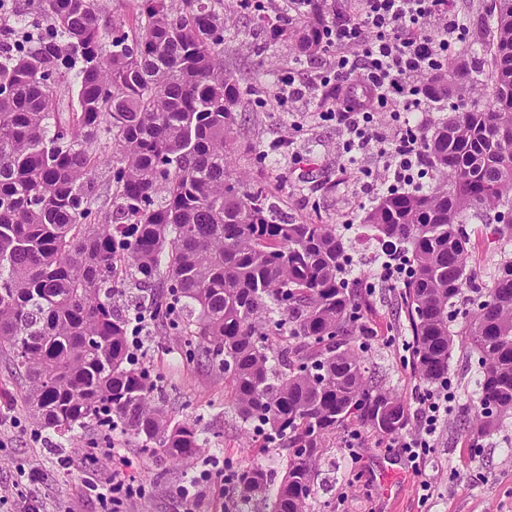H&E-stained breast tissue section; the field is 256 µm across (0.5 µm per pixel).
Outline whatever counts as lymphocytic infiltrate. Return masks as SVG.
Listing matches in <instances>:
<instances>
[{"label":"lymphocytic infiltrate","mask_w":512,"mask_h":512,"mask_svg":"<svg viewBox=\"0 0 512 512\" xmlns=\"http://www.w3.org/2000/svg\"><path fill=\"white\" fill-rule=\"evenodd\" d=\"M467 25L451 0H353L352 9L325 21L318 36L336 60V83L346 89L342 112L322 109L325 117L345 122L346 153H362L378 142L387 158V179L416 184L422 171L418 126L382 129L378 106L394 114L419 110L420 94L431 77L448 69V56L463 42ZM454 399L450 387L428 390L418 401L419 428L398 440L410 462L428 456L433 438Z\"/></svg>","instance_id":"lymphocytic-infiltrate-1"}]
</instances>
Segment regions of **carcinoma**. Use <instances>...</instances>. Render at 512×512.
Returning a JSON list of instances; mask_svg holds the SVG:
<instances>
[{
  "instance_id": "1",
  "label": "carcinoma",
  "mask_w": 512,
  "mask_h": 512,
  "mask_svg": "<svg viewBox=\"0 0 512 512\" xmlns=\"http://www.w3.org/2000/svg\"><path fill=\"white\" fill-rule=\"evenodd\" d=\"M320 2L304 26L263 17L270 40L316 51ZM134 9L125 31L99 0H37L30 30L26 4L0 0V353L33 419L64 440L99 421L152 454L193 459L207 439L155 402L150 370L130 356L134 302L149 327L195 338L239 419L290 449L278 483L258 466L234 474L244 500L308 512L326 439L350 420L395 435L408 407L368 374L335 225L280 218L265 186L234 172L230 134L251 89L224 70V0ZM488 26L486 57L450 75L475 82L489 69L490 104L457 105L424 134L434 184L383 192L363 217L408 255L400 294L419 378H447L456 336L479 354L475 441L512 413V0ZM472 218L501 259L466 300ZM301 445L305 458L292 452Z\"/></svg>"
}]
</instances>
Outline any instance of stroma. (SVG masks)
<instances>
[{
  "label": "stroma",
  "instance_id": "35a3bbf8",
  "mask_svg": "<svg viewBox=\"0 0 512 512\" xmlns=\"http://www.w3.org/2000/svg\"><path fill=\"white\" fill-rule=\"evenodd\" d=\"M236 4L224 0L225 68L244 85L260 69L271 82L290 72L308 91L281 107L266 104L260 93L241 103L230 137L234 166L266 186L283 219L332 224L343 237L351 274L359 279L362 323L368 330L366 365L405 400L411 414L404 432L412 434L419 424L418 399L428 386L404 357L403 345L411 335L399 290L376 276L380 261L372 250L379 236L361 222L375 197L361 193L360 187L382 172L385 159L373 142L357 161L347 162L342 156L346 126L319 119L320 105L343 108L342 92L320 84L332 72L331 56L303 55L265 43L256 20ZM448 94L443 101H423L421 115L428 126L446 119L458 100L484 107L493 85L488 80L475 88L452 82ZM281 140L288 141V150L271 153V144ZM143 363L155 381L156 402L176 419L195 423L209 439V449L195 460L172 464L96 423L80 430L74 447L53 430H38L24 403L20 375L0 355V512H27L32 504L41 512H101L88 485L100 478V451L108 446L114 449V464L142 489L141 497L115 504V512H224L225 471L260 462L275 475L283 474L287 449L259 446V433L236 418L227 403L223 375L199 366L185 337L156 331ZM480 377L478 354L464 337H457L448 368L456 399L420 471H413L402 449L376 447V433L352 422L338 429L322 450L313 512H512V416L477 447L464 428ZM37 430L42 433L38 443L30 437ZM391 467L398 480L389 489L385 474ZM204 469L211 473L209 482L200 487L194 503H186L181 487L193 472ZM423 478L435 486L433 498L426 501L418 487Z\"/></svg>",
  "mask_w": 512,
  "mask_h": 512
}]
</instances>
